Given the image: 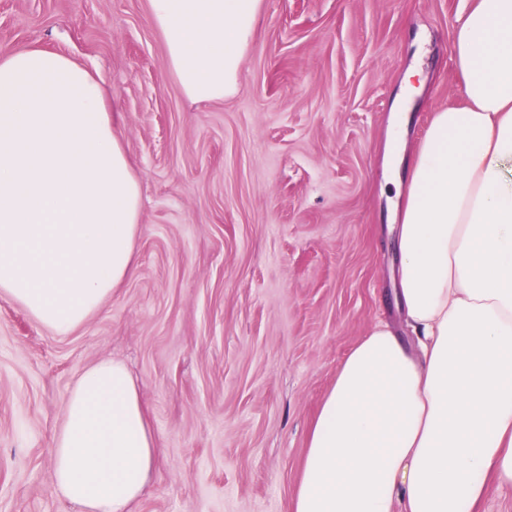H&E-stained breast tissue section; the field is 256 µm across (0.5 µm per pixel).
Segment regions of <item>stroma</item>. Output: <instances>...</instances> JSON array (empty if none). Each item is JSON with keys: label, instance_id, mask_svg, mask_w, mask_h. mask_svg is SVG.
<instances>
[{"label": "stroma", "instance_id": "stroma-1", "mask_svg": "<svg viewBox=\"0 0 512 512\" xmlns=\"http://www.w3.org/2000/svg\"><path fill=\"white\" fill-rule=\"evenodd\" d=\"M467 0H262L237 92L188 99L149 0H0V48L86 65L141 183L136 269L59 336L0 295V512H74L51 441L79 375L137 380L158 448L133 512H290L312 420L376 320L399 324L388 129L461 100ZM422 91L401 98L409 68Z\"/></svg>", "mask_w": 512, "mask_h": 512}]
</instances>
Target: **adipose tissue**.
<instances>
[{
	"instance_id": "1",
	"label": "adipose tissue",
	"mask_w": 512,
	"mask_h": 512,
	"mask_svg": "<svg viewBox=\"0 0 512 512\" xmlns=\"http://www.w3.org/2000/svg\"><path fill=\"white\" fill-rule=\"evenodd\" d=\"M261 0H149L194 101L237 90ZM462 102L435 112L405 177L394 300L336 369L292 512H475L512 489V0L452 33ZM140 180L88 69L0 52V295L64 336L135 272ZM51 480L80 512H132L157 460L138 383L100 361L74 383Z\"/></svg>"
}]
</instances>
